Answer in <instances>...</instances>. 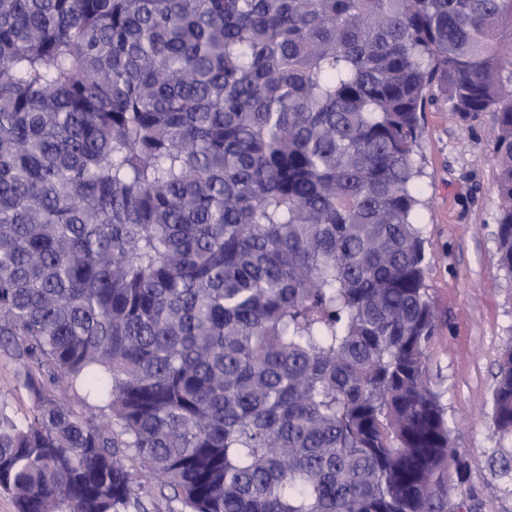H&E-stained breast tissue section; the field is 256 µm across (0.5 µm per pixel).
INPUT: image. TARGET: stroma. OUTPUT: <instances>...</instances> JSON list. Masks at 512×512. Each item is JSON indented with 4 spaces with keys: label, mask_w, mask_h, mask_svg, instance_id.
I'll use <instances>...</instances> for the list:
<instances>
[{
    "label": "stroma",
    "mask_w": 512,
    "mask_h": 512,
    "mask_svg": "<svg viewBox=\"0 0 512 512\" xmlns=\"http://www.w3.org/2000/svg\"><path fill=\"white\" fill-rule=\"evenodd\" d=\"M417 154L427 283L440 315L427 349L433 388L447 409L451 446L466 464L449 472L461 512H512V440L492 431L498 360L512 346V278L496 264L497 198L490 161L493 113L454 119L444 99L426 106Z\"/></svg>",
    "instance_id": "35a3bbf8"
}]
</instances>
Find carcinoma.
<instances>
[{
  "mask_svg": "<svg viewBox=\"0 0 512 512\" xmlns=\"http://www.w3.org/2000/svg\"><path fill=\"white\" fill-rule=\"evenodd\" d=\"M495 114L512 0H0V403L16 512H450L417 148ZM85 392L81 407L40 369ZM512 438V350L493 387ZM17 365L9 357L0 355V401L6 402L19 418H23L28 407L25 391L17 386Z\"/></svg>",
  "mask_w": 512,
  "mask_h": 512,
  "instance_id": "1",
  "label": "carcinoma"
}]
</instances>
